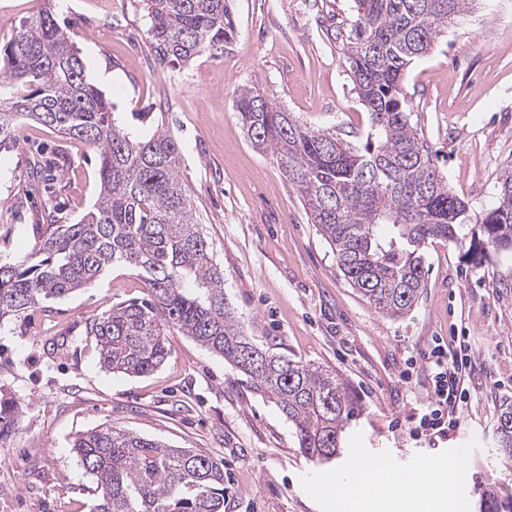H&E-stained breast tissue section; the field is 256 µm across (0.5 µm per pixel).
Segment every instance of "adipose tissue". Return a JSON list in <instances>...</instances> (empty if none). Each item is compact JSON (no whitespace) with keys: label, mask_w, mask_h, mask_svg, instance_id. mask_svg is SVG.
<instances>
[{"label":"adipose tissue","mask_w":512,"mask_h":512,"mask_svg":"<svg viewBox=\"0 0 512 512\" xmlns=\"http://www.w3.org/2000/svg\"><path fill=\"white\" fill-rule=\"evenodd\" d=\"M365 469L381 476L378 493L363 496L356 473H342L335 478L337 504H356L358 512H448L450 508L452 494L444 477L410 489L398 482L386 460L366 461Z\"/></svg>","instance_id":"obj_1"}]
</instances>
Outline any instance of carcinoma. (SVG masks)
<instances>
[{
	"label": "carcinoma",
	"mask_w": 512,
	"mask_h": 512,
	"mask_svg": "<svg viewBox=\"0 0 512 512\" xmlns=\"http://www.w3.org/2000/svg\"><path fill=\"white\" fill-rule=\"evenodd\" d=\"M473 0H355L344 64L370 130L354 144L313 129L250 88L234 109L247 137L270 154L330 245L346 282L391 317L417 303L425 287L420 249L430 238L465 248L481 265L489 250L512 249V165L498 178L495 205L468 228L467 205L448 190L412 123L403 77L410 63ZM148 35L159 59L187 64L222 51L230 25L226 0H146ZM31 119L92 146L100 192L75 224H44L33 252L0 262V322L95 283L115 267L133 271L144 296L94 318L102 368L154 372L169 337L189 336L245 374L294 425L311 458L338 455L355 405L337 375L258 347L224 297V268L213 258L179 178L181 152L164 125L137 136L117 124L112 103L85 77V65L50 8L26 19L0 47V143ZM389 233H378L380 226ZM260 353L248 363L245 349ZM0 399V438L15 424ZM512 407L497 419L496 445L512 458ZM95 478L90 512H224V463L193 448H171L109 425L73 442Z\"/></svg>",
	"instance_id": "obj_1"
}]
</instances>
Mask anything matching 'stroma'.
Returning a JSON list of instances; mask_svg holds the SVG:
<instances>
[{"mask_svg":"<svg viewBox=\"0 0 512 512\" xmlns=\"http://www.w3.org/2000/svg\"><path fill=\"white\" fill-rule=\"evenodd\" d=\"M232 29L223 51L185 65L161 62L148 38L144 0H57L90 82L119 123L142 134L165 124L181 147L179 175L194 218L224 268V295L249 336L336 373L357 401L343 451L321 463L298 447L279 408L246 376L190 337L145 376L106 371L88 323L142 297L125 269L0 323V391L19 407L0 439V512H90L93 477L75 437L116 424L174 448L223 461L224 512H336L328 489L355 459L383 458L404 472L420 458L463 448L456 499L484 512L482 492L512 504V463L497 450V418L512 403V250L472 267L443 239L422 247L425 288L399 318L345 281L299 193L250 142L233 110L254 87L305 125L366 133L369 116L343 62L353 0H226ZM412 120L451 192L479 216L512 163V0H478L431 51L408 67ZM100 190L96 152L33 122L0 148V259L29 253L40 224H73ZM468 335L475 358L461 378L470 399L461 425L429 442L413 418L432 389L424 354L433 337Z\"/></svg>","mask_w":512,"mask_h":512,"instance_id":"35a3bbf8","label":"stroma"}]
</instances>
